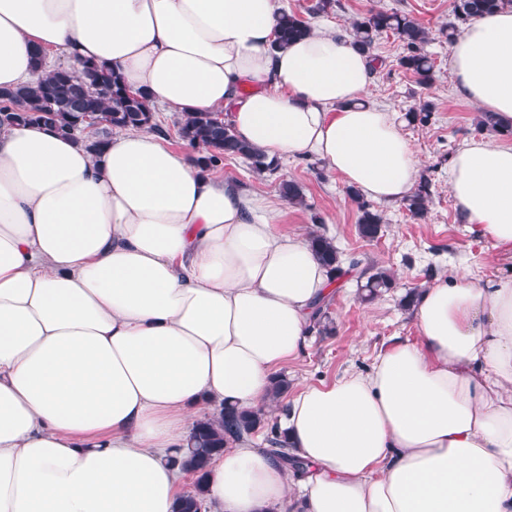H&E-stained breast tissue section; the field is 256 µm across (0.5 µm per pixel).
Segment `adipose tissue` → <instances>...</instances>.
Wrapping results in <instances>:
<instances>
[{"mask_svg":"<svg viewBox=\"0 0 512 512\" xmlns=\"http://www.w3.org/2000/svg\"><path fill=\"white\" fill-rule=\"evenodd\" d=\"M281 0H0V88L32 51L104 64L150 107L212 112L268 158L314 156L398 202L420 162L369 102L371 58L314 26L279 48ZM460 94L512 127V8L448 58ZM153 131L97 153L53 128L0 130V512H174L193 424L271 409L332 288L308 234ZM465 223L512 259V144L450 164ZM418 337L307 383L279 426L309 472L249 445L208 467L209 512H512V275L459 269L420 290Z\"/></svg>","mask_w":512,"mask_h":512,"instance_id":"ef3b65f1","label":"adipose tissue"}]
</instances>
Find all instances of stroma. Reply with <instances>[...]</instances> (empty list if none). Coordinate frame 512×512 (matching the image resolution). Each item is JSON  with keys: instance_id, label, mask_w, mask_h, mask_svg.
<instances>
[{"instance_id": "35a3bbf8", "label": "stroma", "mask_w": 512, "mask_h": 512, "mask_svg": "<svg viewBox=\"0 0 512 512\" xmlns=\"http://www.w3.org/2000/svg\"><path fill=\"white\" fill-rule=\"evenodd\" d=\"M454 0H340L334 11L320 20L344 29L368 10L397 9L414 16L431 33L426 54L436 65L433 83L420 88L414 78L398 69L397 36H382L374 52L383 63L377 72L369 99L397 115H405L420 101H431L434 114L424 127L402 125L401 131L421 162L420 171L432 183V201L427 218L415 219L403 203L383 205L385 222L378 238L368 241L357 233V209L346 194L347 186L334 171L314 156L282 159L276 172L258 175L247 161L227 158L219 172L246 195L277 192L281 180L292 179L304 192L301 206L283 205L281 225L295 231L320 230L332 238L344 263H356L358 270L383 268L393 273L395 286L374 301H361L357 278L349 276L332 295L328 315L330 334H312L308 347L282 366L293 387L308 382H330L349 369L369 367L376 356L395 340H415L412 312L401 305L409 289L422 288L434 279L461 267L475 276H492L502 268L491 243L465 224L449 189L448 162L459 146L477 136L479 106L459 96L448 66L449 44L438 30L453 19ZM320 215L322 224L312 222Z\"/></svg>"}]
</instances>
